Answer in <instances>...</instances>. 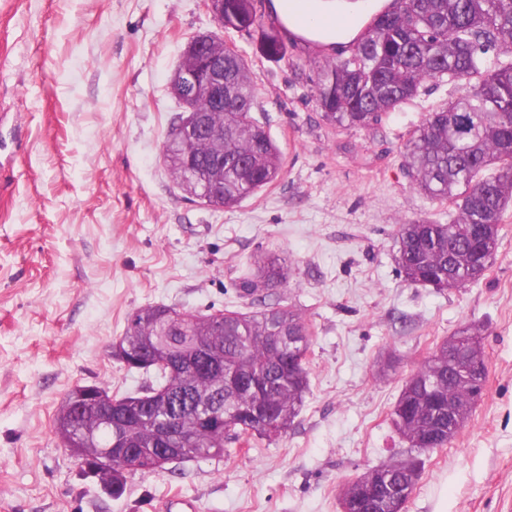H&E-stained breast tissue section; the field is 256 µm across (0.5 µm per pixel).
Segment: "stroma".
<instances>
[{"mask_svg": "<svg viewBox=\"0 0 512 512\" xmlns=\"http://www.w3.org/2000/svg\"><path fill=\"white\" fill-rule=\"evenodd\" d=\"M215 28L200 0H0V512H339L344 482L406 455L390 411L465 323L484 328V394L446 447L417 451L405 512H512V208L475 284L413 286L397 263L399 224L453 217L414 189L404 152L460 87L427 82L373 129H343L313 96L328 51L270 62L226 32L283 168L240 207H206L162 151L180 110L171 72ZM264 252L288 260L274 296L309 327L298 417L221 457L127 472L110 496L53 432L66 393H137L151 375L110 354L132 313L242 309L238 284Z\"/></svg>", "mask_w": 512, "mask_h": 512, "instance_id": "1", "label": "stroma"}]
</instances>
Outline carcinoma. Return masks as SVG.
I'll list each match as a JSON object with an SVG mask.
<instances>
[{
	"mask_svg": "<svg viewBox=\"0 0 512 512\" xmlns=\"http://www.w3.org/2000/svg\"><path fill=\"white\" fill-rule=\"evenodd\" d=\"M224 0V30H261L257 53L279 62L288 55L285 38L290 31L278 22V12H263L254 2ZM270 17L272 34L264 30ZM512 50V0H395V5L376 14L366 32L349 45L350 54L328 60L315 84V98L322 117L339 128L370 129L383 115L418 95L430 80H448L462 86L463 93L448 106L428 115L405 144L408 173L414 189L422 195L448 201L456 216L443 224L417 219L398 225V264L410 285L435 288H466L475 282L476 268L495 260L499 226L512 206V60L499 53ZM256 96L254 79L245 57L224 54V109L213 108L199 96L193 107L209 113L212 125L224 129V199L207 205L233 209L275 181L282 172L281 152L269 132L253 116ZM215 148L199 141L192 157L194 171L188 172L180 158L167 164L176 183L189 179L198 186L211 176ZM251 277L239 283V293L252 310L226 311L224 331L210 318L181 312L170 306L149 305L128 319L123 336L112 343L125 354L161 347L168 356L192 354L198 360L213 349L224 351L220 371L235 379L237 390L231 401L234 417L251 421L256 404H261L278 432L287 433L299 413L309 386L307 367L296 363L287 339L309 349L307 329L298 312L280 303H268L261 290L287 281L285 258L269 253L258 255ZM455 335L468 353L484 356L483 329L474 324L460 326ZM155 371L156 384L138 395L126 396L118 415L134 409L140 425L153 426L161 416L155 396L170 392L206 397L222 404L219 393L205 375L169 378L165 369ZM448 371V342L410 376L412 385L400 392L390 412L395 429L409 447L422 448L428 438L436 447L448 445L458 429H448V400H453L466 423L472 409L473 385L469 382L444 387L437 398L435 387ZM182 440L181 461L208 459L224 453V445L236 443L234 431L219 421H201L194 410L172 416ZM96 418L91 414L57 415L54 430L61 440L83 430L91 431ZM131 439L140 442L139 453L151 460L160 455L145 432ZM126 464L115 456L112 466L97 476L112 489L123 492ZM421 475V462L408 455L378 467L362 482H347L343 495L386 484L399 487L408 502Z\"/></svg>",
	"mask_w": 512,
	"mask_h": 512,
	"instance_id": "cac0c4a2",
	"label": "carcinoma"
}]
</instances>
